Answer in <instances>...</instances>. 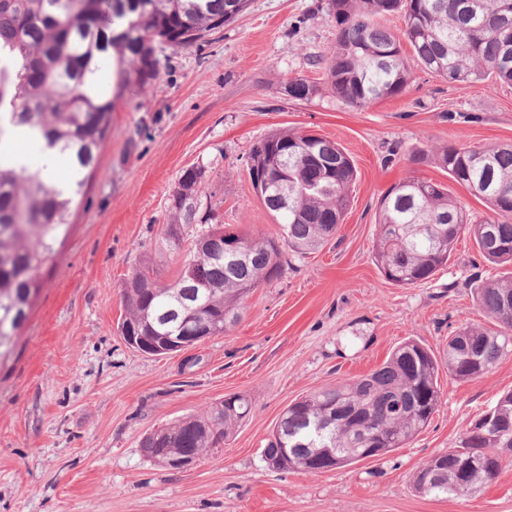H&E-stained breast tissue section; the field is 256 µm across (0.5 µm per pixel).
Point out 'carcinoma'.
I'll use <instances>...</instances> for the list:
<instances>
[{
  "instance_id": "1",
  "label": "carcinoma",
  "mask_w": 512,
  "mask_h": 512,
  "mask_svg": "<svg viewBox=\"0 0 512 512\" xmlns=\"http://www.w3.org/2000/svg\"><path fill=\"white\" fill-rule=\"evenodd\" d=\"M250 0H0V145L25 128L39 153L65 157L70 181L51 183L39 161L20 169L0 156V358L27 322L55 245L69 235L71 204L101 161L112 134V112L125 87L145 90L159 71L156 47L198 44L235 22ZM336 41L310 65L324 69L319 85L288 80L283 93L308 101L327 92L354 108L402 95L411 83L406 49L427 71L449 83L512 84V0H327ZM402 14L396 34L386 17ZM443 168L483 200L491 215L472 219L442 183L420 177L393 185L379 202L373 254L386 279L424 284L448 263L468 233L482 257L512 265V145H442L409 155ZM219 157L183 169L168 198L162 245L191 247L173 278L163 282L147 263L122 286L120 335H192L195 343L224 335L255 289L282 277L285 254L303 256L337 232L349 209L357 169L336 142L279 128L253 144L247 171L254 192L278 224L274 236L253 237L223 224L221 204L208 191ZM236 240L240 256L225 254ZM477 305L494 327L466 325L441 351L407 339L381 366L327 385L290 403L263 451L279 470L316 474L323 449H336L332 468L379 458L405 447L433 419L441 400L440 371L467 381L489 373L512 351V271L474 284ZM252 410L249 397L230 394L202 415L148 433L144 456L169 467L175 456L195 458L221 448ZM374 437L376 452L359 451ZM294 449V456L282 449ZM512 448V393L490 420L466 429L459 446L440 452L411 477L422 496L462 497L498 477L500 449ZM475 465L460 473L459 462Z\"/></svg>"
}]
</instances>
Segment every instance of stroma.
<instances>
[{"label":"stroma","mask_w":512,"mask_h":512,"mask_svg":"<svg viewBox=\"0 0 512 512\" xmlns=\"http://www.w3.org/2000/svg\"><path fill=\"white\" fill-rule=\"evenodd\" d=\"M321 3L251 0L203 45L159 48L149 90H125L70 233L0 364V512H512V461L472 496L436 499L410 487L419 465L456 447L512 391V354L471 381L441 377L429 426L382 458L317 474L263 460L295 399L370 372L406 338L439 351L459 327L491 325L471 288L500 273L464 234L433 280L400 287L379 270L373 244L381 197L409 176L448 183L468 214L488 215L443 170L408 157L447 143H512V85L448 83L415 65L403 95L368 108L329 94L286 99L288 79H323L310 59L333 44L336 23ZM278 127L321 134L352 157L358 180L337 234L289 257L224 335L160 357L129 348L117 332L120 284L149 259L160 280L172 278L176 259L160 257L159 233L182 169L223 155L211 189L225 223L275 234L246 158ZM235 393L253 410L222 448L182 471L143 456L146 433Z\"/></svg>","instance_id":"1"}]
</instances>
